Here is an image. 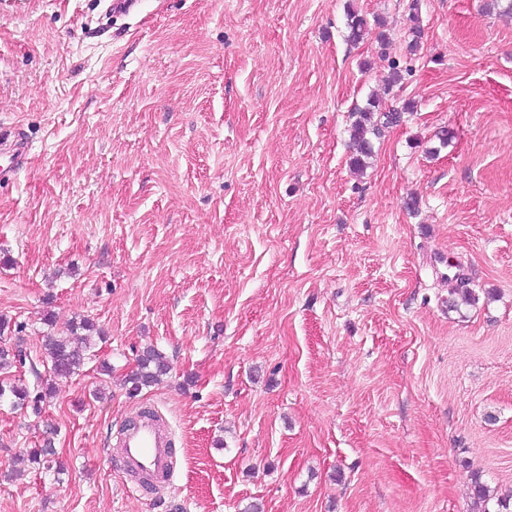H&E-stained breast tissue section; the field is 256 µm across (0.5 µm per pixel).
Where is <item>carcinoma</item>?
Listing matches in <instances>:
<instances>
[{"label": "carcinoma", "mask_w": 512, "mask_h": 512, "mask_svg": "<svg viewBox=\"0 0 512 512\" xmlns=\"http://www.w3.org/2000/svg\"><path fill=\"white\" fill-rule=\"evenodd\" d=\"M409 9L412 25L409 28L408 51L414 54L420 48L422 29L417 4L411 3ZM346 21L348 40L359 42L369 34L370 27L366 16L352 4L347 6ZM375 108L376 100L371 97L367 100L366 106L357 108L352 113L354 120L350 125L349 132L350 139L355 146V153L350 158V166L360 172L367 168L368 160L373 156L374 141L382 137L385 129L401 123L403 115L411 110V106L406 104L399 109L394 108L381 113L375 120L373 119ZM94 330L93 321L84 318L76 324H71L65 332L45 335L44 350L51 377L68 379L79 374L86 359L89 358L91 349L94 348L92 340ZM24 361L25 355L22 349L13 350L0 346V371L17 363L21 365ZM169 371L170 363L162 352L152 347L144 349L138 355L136 370L129 377L131 391L134 393L141 391L142 388L152 385ZM47 394L48 388L46 387L41 388L33 395L25 387L0 380V404L8 403L14 408L21 409L30 407L34 413L39 414L42 411L40 404L47 398ZM55 454L54 443L49 438L40 447L31 448L28 451L29 460L38 465H44L47 470L52 468ZM472 492L474 500L482 506V512H512V501L493 496L489 487L478 475L473 477Z\"/></svg>", "instance_id": "carcinoma-1"}]
</instances>
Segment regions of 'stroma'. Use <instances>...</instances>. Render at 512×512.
I'll return each instance as SVG.
<instances>
[{"label":"stroma","mask_w":512,"mask_h":512,"mask_svg":"<svg viewBox=\"0 0 512 512\" xmlns=\"http://www.w3.org/2000/svg\"><path fill=\"white\" fill-rule=\"evenodd\" d=\"M373 94L415 108L358 175L348 128ZM16 127L0 315L27 360L5 376L37 387L48 330L88 317L102 338L41 414L0 406V512H475L476 474L512 495V16L494 0H0ZM452 264L476 303L449 307ZM149 346L171 371L131 393ZM145 406L173 427L164 493L110 454ZM50 427L57 477L16 461ZM346 21L348 40L359 42L369 34L370 27L368 26L366 16L359 12L353 4L347 6Z\"/></svg>","instance_id":"obj_1"}]
</instances>
